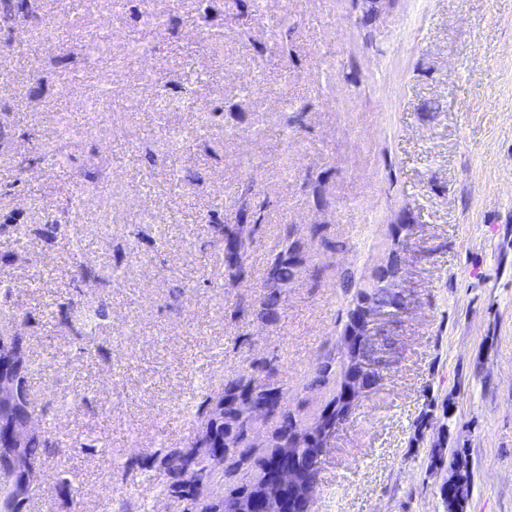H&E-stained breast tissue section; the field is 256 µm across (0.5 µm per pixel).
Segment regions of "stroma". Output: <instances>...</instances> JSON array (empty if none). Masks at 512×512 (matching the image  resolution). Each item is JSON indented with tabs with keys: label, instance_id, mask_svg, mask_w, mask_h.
Returning <instances> with one entry per match:
<instances>
[{
	"label": "stroma",
	"instance_id": "stroma-1",
	"mask_svg": "<svg viewBox=\"0 0 512 512\" xmlns=\"http://www.w3.org/2000/svg\"><path fill=\"white\" fill-rule=\"evenodd\" d=\"M210 4L205 24L194 0H153L166 23L148 32L141 0H82L64 37L14 32L0 52V124L13 133L0 145V279L15 284L0 330L29 342L38 420L99 446L46 458L29 512H112L129 493L140 512H183L163 470L128 463L183 447L205 394L252 362L271 361L288 409L313 419L334 388L317 370L352 292L395 247L408 302L384 326L393 364L331 436L309 512H445L430 461L455 448L471 471L466 512H512V0ZM104 28L114 54L83 70ZM157 73L179 104L164 116L151 107ZM104 85L110 111L83 112ZM202 110L213 121L200 137ZM54 112L76 127L74 167L107 172L86 189L77 252L47 229L71 170L22 174L10 158L30 134L52 136ZM186 171L203 186L174 187ZM246 179L271 221L232 283L200 244L231 220ZM284 224L318 275L298 276L277 321L231 320L224 304L254 299ZM314 224L333 248L311 240ZM19 248L23 261L3 262ZM81 265L112 280L82 283L109 317L78 337L50 309ZM177 285L189 291L175 310Z\"/></svg>",
	"mask_w": 512,
	"mask_h": 512
}]
</instances>
